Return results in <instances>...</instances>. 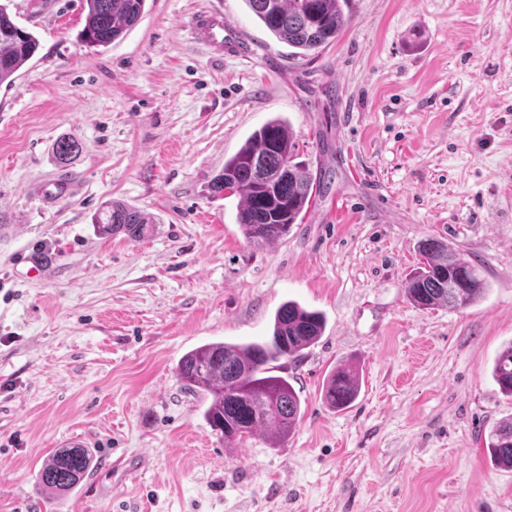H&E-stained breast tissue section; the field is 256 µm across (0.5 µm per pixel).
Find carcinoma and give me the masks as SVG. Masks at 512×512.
Here are the masks:
<instances>
[{"label": "carcinoma", "mask_w": 512, "mask_h": 512, "mask_svg": "<svg viewBox=\"0 0 512 512\" xmlns=\"http://www.w3.org/2000/svg\"><path fill=\"white\" fill-rule=\"evenodd\" d=\"M251 12L278 40L307 57L334 42L346 26L348 0H244ZM146 0H86L82 40L106 47L124 36L144 14ZM39 40L19 26L0 3V85H10L15 74L36 54ZM56 158L67 165L81 152L71 137L54 144ZM295 145L286 126L273 119L247 138L224 162L211 183L212 191L225 188L241 198L237 223L247 239L261 244L288 234L305 207L317 182L293 162ZM153 220L120 202H112L95 217L99 235L123 234L140 238ZM424 266L410 277V300L421 309L448 305L460 309L472 304L485 290L480 266L458 264L459 255L447 243L427 239L419 246ZM321 313L288 301L275 313L272 335L247 344L212 342L187 352L177 365L185 388L210 399L204 416L211 428L235 445L252 433L270 431L274 442L288 438L301 415V403L288 378L274 374L271 363L294 359L323 335ZM493 376L500 390L512 396V345L495 359ZM359 376L350 366L337 368L328 378L324 401L343 409L358 396ZM498 466L512 470V419L499 423L488 437ZM93 455L87 448H61L50 455L38 474L39 488L49 494L65 493L88 473Z\"/></svg>", "instance_id": "carcinoma-1"}]
</instances>
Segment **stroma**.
<instances>
[{
    "label": "stroma",
    "mask_w": 512,
    "mask_h": 512,
    "mask_svg": "<svg viewBox=\"0 0 512 512\" xmlns=\"http://www.w3.org/2000/svg\"><path fill=\"white\" fill-rule=\"evenodd\" d=\"M202 7L245 54L193 38ZM10 10L40 46L0 87V512H512V470L488 448L512 418L492 375L512 345V0H350L306 58L245 0H147L98 48L82 0ZM275 118L324 189L256 245L239 197L210 185ZM63 135L82 145L64 169ZM112 201L151 231L98 235ZM429 238L481 265L468 307L410 301ZM36 264L50 274L28 277ZM290 300L326 320L281 362L301 419L280 447L264 432L225 447L178 362L268 338ZM341 365L361 391L336 410L323 389ZM77 440L93 467L42 493L44 460Z\"/></svg>",
    "instance_id": "35a3bbf8"
}]
</instances>
